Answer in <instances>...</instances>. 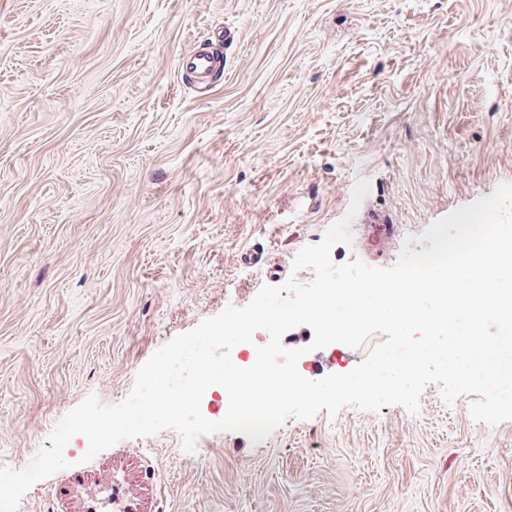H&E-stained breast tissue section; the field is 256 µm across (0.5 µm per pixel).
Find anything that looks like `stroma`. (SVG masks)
Segmentation results:
<instances>
[{"instance_id":"stroma-1","label":"stroma","mask_w":512,"mask_h":512,"mask_svg":"<svg viewBox=\"0 0 512 512\" xmlns=\"http://www.w3.org/2000/svg\"><path fill=\"white\" fill-rule=\"evenodd\" d=\"M223 65L212 80L189 56ZM333 248L403 241L512 185V0H0V469L88 396L122 401L159 347ZM368 346L308 353L345 373ZM437 384L399 405L242 433L124 439L21 512H512V420Z\"/></svg>"}]
</instances>
